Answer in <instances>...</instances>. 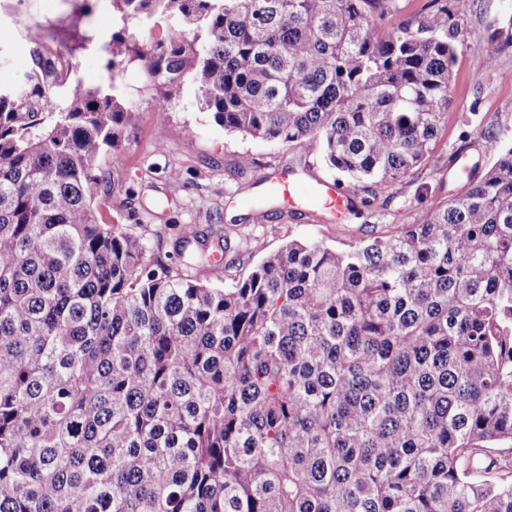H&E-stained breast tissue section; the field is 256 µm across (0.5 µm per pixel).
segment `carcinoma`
I'll list each match as a JSON object with an SVG mask.
<instances>
[{
    "mask_svg": "<svg viewBox=\"0 0 512 512\" xmlns=\"http://www.w3.org/2000/svg\"><path fill=\"white\" fill-rule=\"evenodd\" d=\"M471 7L382 29L397 0H112L107 88L58 100L83 4L67 55L0 76V512H512V142L421 221L291 240L222 288L243 246L217 265L184 225L172 268L94 210L133 58L191 63L224 130L318 143L372 204L431 153ZM483 49L512 52V14Z\"/></svg>",
    "mask_w": 512,
    "mask_h": 512,
    "instance_id": "1",
    "label": "carcinoma"
}]
</instances>
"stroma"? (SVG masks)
<instances>
[{
  "instance_id": "stroma-1",
  "label": "stroma",
  "mask_w": 512,
  "mask_h": 512,
  "mask_svg": "<svg viewBox=\"0 0 512 512\" xmlns=\"http://www.w3.org/2000/svg\"><path fill=\"white\" fill-rule=\"evenodd\" d=\"M73 0H0V71L12 80H24L32 67V36L48 21L66 23ZM87 31L92 40L76 55L67 81L98 85L105 73L104 40L118 29L109 0H89ZM512 13V0H475L463 21L462 43L454 67L456 75L448 120L433 144V152L417 175L379 193L372 205L355 201L341 220L317 209L284 205L267 195V178L286 174L304 182H335L337 175L320 160L317 143L271 147L226 132L212 114L200 108L190 72L174 85L150 82L139 61L129 63L123 84L128 99L140 102L136 124L123 147L105 156L101 167L116 171L115 183L101 186L95 200L99 223L127 224L135 233L165 229L160 254H173L177 229L196 227L206 246L226 235L231 241L247 237L251 258L259 260L291 239H319L344 249L370 234L386 230L394 219L418 222L429 200L421 187L447 197L461 192L465 178L457 174V156H464L478 171L493 160L489 145L466 138L463 115L486 114L498 140H512V53L483 51L489 19ZM166 111L155 109L156 102ZM249 153L255 168L239 171V155ZM178 181H171V173Z\"/></svg>"
}]
</instances>
